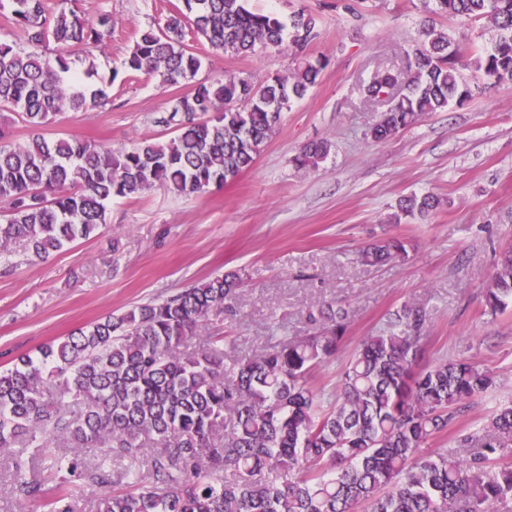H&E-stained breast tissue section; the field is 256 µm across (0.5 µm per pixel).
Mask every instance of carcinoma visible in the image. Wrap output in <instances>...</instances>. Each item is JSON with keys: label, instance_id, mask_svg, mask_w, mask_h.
Segmentation results:
<instances>
[{"label": "carcinoma", "instance_id": "carcinoma-1", "mask_svg": "<svg viewBox=\"0 0 512 512\" xmlns=\"http://www.w3.org/2000/svg\"><path fill=\"white\" fill-rule=\"evenodd\" d=\"M429 13L458 23L484 21L489 46L473 62L430 20L407 52L405 72H377L363 85L385 112L369 130L385 141L450 101L471 97L461 70L472 65L497 86L512 83V0H423ZM71 0H12L22 45L0 42V111L32 131L11 138L16 120L0 121V257L13 245L38 258L93 236L107 204L162 185L185 197L222 187L249 169L281 114L320 78L327 62L308 53L319 19L301 10L285 25L248 0H178L138 30L123 73L161 86H187L160 123L165 143L132 140L114 148L74 137L48 140L40 130L65 112L112 101V82L70 74L67 51L85 50L87 75L112 38V12L87 18ZM216 52L251 56L286 49L294 67L256 85L239 75L198 80L199 54L187 36ZM326 140L306 144L293 162L315 167ZM437 196L402 198L392 220L423 217ZM366 265L408 258L390 238L359 253ZM242 285L237 273L209 278L160 302L111 313L58 343L23 354L0 370V453L26 499L44 494L27 479L29 464L50 446L60 482H85L103 495L96 512H499L512 503V466L489 461L512 448V401L483 432L463 435L464 452L418 449L448 429L456 413L495 386L493 373L466 359L416 369L429 313L403 305L354 349L336 387L314 390L309 372L336 357L348 312L331 303L309 319L322 327L244 354L224 369V350L205 335ZM512 304V250L497 263L485 292L494 316ZM195 350L186 352L191 342ZM96 449L85 458L84 449Z\"/></svg>", "mask_w": 512, "mask_h": 512}]
</instances>
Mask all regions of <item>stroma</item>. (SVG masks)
Wrapping results in <instances>:
<instances>
[{
	"label": "stroma",
	"mask_w": 512,
	"mask_h": 512,
	"mask_svg": "<svg viewBox=\"0 0 512 512\" xmlns=\"http://www.w3.org/2000/svg\"><path fill=\"white\" fill-rule=\"evenodd\" d=\"M86 15L112 12V39L98 56L99 76L113 77L112 102L57 116L45 137L75 135L120 147L130 140L164 141L159 124L177 87L128 78L119 67L139 27L164 16L166 0H76ZM251 8L282 19L304 9L319 19L313 55L328 65L317 86L283 111L265 150L249 170L220 190L185 198L156 186L113 198L105 227L47 258L14 247L0 267V369L21 354L112 313L160 301L200 281L240 271L244 287L235 313L213 322L224 362L262 350L272 338L306 336L310 309L335 302L348 312L334 359L310 376L313 386L335 384L363 336L388 312L421 306L431 319L420 366L464 358L494 372L498 385L457 413L425 452L455 449L459 432H475L512 396V305L484 311V291L499 255L512 249V84L478 86L463 103L431 113L385 142L368 130L383 108L367 104L362 86L375 72L402 71L418 39L422 0H249ZM200 77L236 73L256 83L287 74L289 54L267 50L238 57L196 44ZM118 76H111V69ZM331 150L318 167L292 159L313 140ZM431 193L443 201L428 215L395 224L402 196ZM385 237L407 241L406 260L362 264L359 250ZM29 474L45 500L17 496L0 456V512H49L48 498L66 491L74 512H96L82 481L60 485L51 460L38 458Z\"/></svg>",
	"instance_id": "stroma-1"
}]
</instances>
